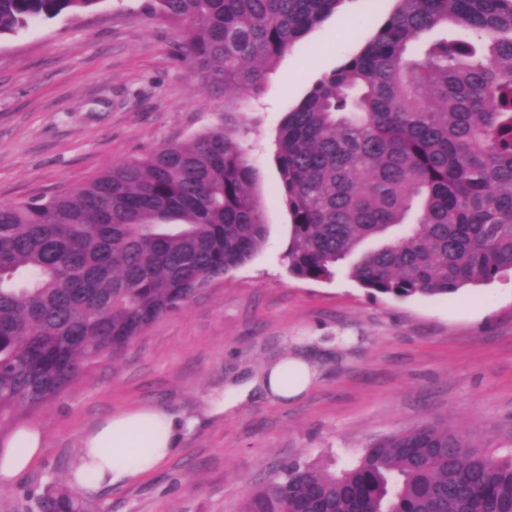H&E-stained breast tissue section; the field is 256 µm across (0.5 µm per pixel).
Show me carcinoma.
Returning a JSON list of instances; mask_svg holds the SVG:
<instances>
[{"instance_id":"cac0c4a2","label":"carcinoma","mask_w":512,"mask_h":512,"mask_svg":"<svg viewBox=\"0 0 512 512\" xmlns=\"http://www.w3.org/2000/svg\"><path fill=\"white\" fill-rule=\"evenodd\" d=\"M101 0H0V36ZM348 0H143L181 24L203 91L256 97L265 73ZM239 112L80 188L0 205V424L58 397L265 244ZM274 162L288 271L353 259L376 297L453 295L512 271V0H396L282 121ZM381 244L364 250V242ZM37 512H85L67 489ZM240 512H512V453L427 421L338 472L293 461Z\"/></svg>"}]
</instances>
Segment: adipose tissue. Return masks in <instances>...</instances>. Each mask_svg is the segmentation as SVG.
Masks as SVG:
<instances>
[{
  "label": "adipose tissue",
  "instance_id": "ef3b65f1",
  "mask_svg": "<svg viewBox=\"0 0 512 512\" xmlns=\"http://www.w3.org/2000/svg\"><path fill=\"white\" fill-rule=\"evenodd\" d=\"M317 380L308 352L294 351L265 365L254 375L252 385L259 393L286 403L303 397ZM194 426V420H181L152 406L114 413L82 434L69 483L83 493L135 484L174 458L181 434ZM43 449L40 427L16 428L0 444V487L14 485L41 458Z\"/></svg>",
  "mask_w": 512,
  "mask_h": 512
}]
</instances>
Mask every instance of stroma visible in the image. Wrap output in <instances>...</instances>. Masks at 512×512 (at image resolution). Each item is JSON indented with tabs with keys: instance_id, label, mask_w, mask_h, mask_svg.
<instances>
[{
	"instance_id": "1",
	"label": "stroma",
	"mask_w": 512,
	"mask_h": 512,
	"mask_svg": "<svg viewBox=\"0 0 512 512\" xmlns=\"http://www.w3.org/2000/svg\"><path fill=\"white\" fill-rule=\"evenodd\" d=\"M394 0H347L297 42L240 104L257 170L265 246L210 280L181 311L90 365L57 399L15 422L39 425L36 466L0 488V512L68 486L82 433L112 413L163 406L188 417L216 394L181 451L139 483L84 496L92 512H239L248 491L292 461L340 470L369 443L427 420L498 455L512 452V272L442 296L371 298L346 270L306 281L288 271L290 218L273 162L288 107L359 49ZM182 30L141 0H100L0 38V204L81 187L113 164L203 132L224 109L180 58ZM307 336H341L315 387L283 404L235 385Z\"/></svg>"
}]
</instances>
